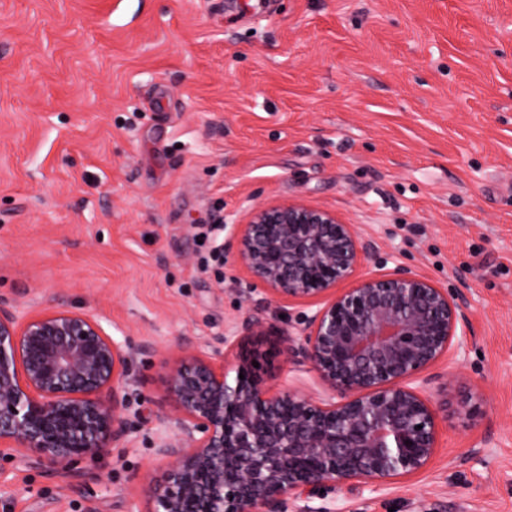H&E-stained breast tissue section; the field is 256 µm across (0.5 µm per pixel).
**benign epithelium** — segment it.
<instances>
[{
    "instance_id": "benign-epithelium-1",
    "label": "benign epithelium",
    "mask_w": 512,
    "mask_h": 512,
    "mask_svg": "<svg viewBox=\"0 0 512 512\" xmlns=\"http://www.w3.org/2000/svg\"><path fill=\"white\" fill-rule=\"evenodd\" d=\"M222 228L224 246L272 294L323 299L299 333L279 335L322 393L268 385L253 365L262 342L244 349L236 331L209 353L182 350L167 386L174 413L157 432L169 465L150 490L153 512H315L306 499L323 489L380 491L424 470L437 413L414 383L452 349L466 296L404 269L356 276L372 246L325 209L276 204ZM132 356L92 316L23 317L1 300L0 452L64 475L71 460L123 440Z\"/></svg>"
}]
</instances>
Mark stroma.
<instances>
[{
	"mask_svg": "<svg viewBox=\"0 0 512 512\" xmlns=\"http://www.w3.org/2000/svg\"><path fill=\"white\" fill-rule=\"evenodd\" d=\"M278 202L469 300L419 385L429 466L311 506L512 512V0H0V299L94 315L137 351L123 441L68 477L0 456L13 512H152L179 347L317 307L204 236ZM263 374L321 391L281 355Z\"/></svg>",
	"mask_w": 512,
	"mask_h": 512,
	"instance_id": "stroma-1",
	"label": "stroma"
}]
</instances>
